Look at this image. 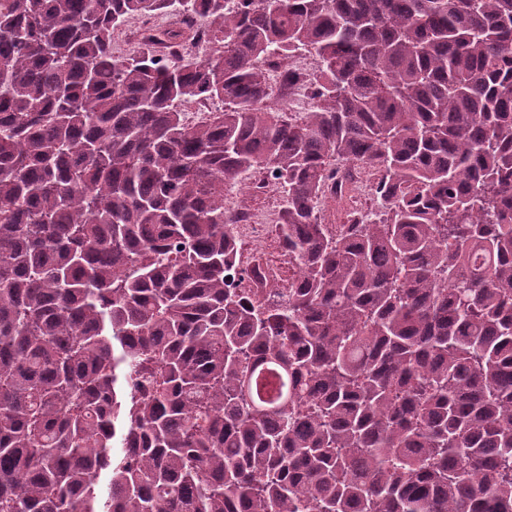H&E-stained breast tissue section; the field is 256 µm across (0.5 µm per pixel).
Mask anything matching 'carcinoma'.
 <instances>
[{
    "label": "carcinoma",
    "instance_id": "obj_1",
    "mask_svg": "<svg viewBox=\"0 0 512 512\" xmlns=\"http://www.w3.org/2000/svg\"><path fill=\"white\" fill-rule=\"evenodd\" d=\"M0 512H512V0H0ZM140 22L141 20L139 19H131L115 33L114 39L112 40V53H114L115 56L126 58L133 55L138 50V39L133 40L129 36L133 30L138 29ZM302 74L297 73L296 80L288 83L279 82L272 89L271 100L272 102H280L275 104L278 108H282L292 112H306L312 105L309 90L306 86H298L292 95L291 91L293 87L301 83ZM290 95L289 98L283 100L286 95ZM283 100V101H282ZM251 211H255L256 224L249 212L238 224H232V230L240 247V261L243 267H250L257 259H264L266 274L270 279L281 283L283 291L288 288V256L283 250L269 255L268 245L277 239L276 225L279 214V194L269 191L266 197L258 198L251 203ZM273 224V225H270Z\"/></svg>",
    "mask_w": 512,
    "mask_h": 512
}]
</instances>
